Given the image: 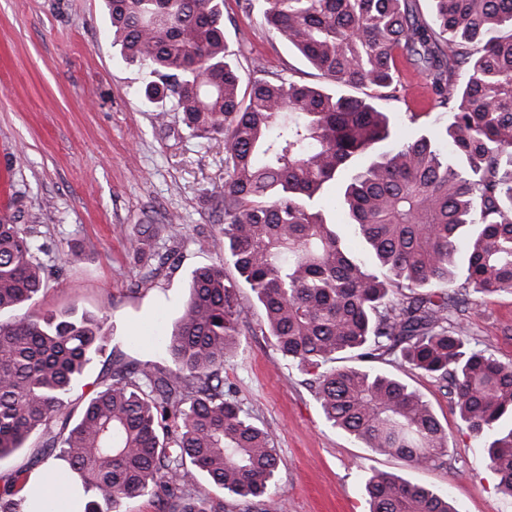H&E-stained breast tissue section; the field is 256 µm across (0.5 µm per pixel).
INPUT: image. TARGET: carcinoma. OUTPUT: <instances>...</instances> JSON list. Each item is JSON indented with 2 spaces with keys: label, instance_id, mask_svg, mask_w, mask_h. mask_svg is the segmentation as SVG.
I'll use <instances>...</instances> for the list:
<instances>
[{
  "label": "carcinoma",
  "instance_id": "carcinoma-1",
  "mask_svg": "<svg viewBox=\"0 0 512 512\" xmlns=\"http://www.w3.org/2000/svg\"><path fill=\"white\" fill-rule=\"evenodd\" d=\"M262 2L267 25L331 83L397 100L400 58L423 75L452 121L375 153L390 118L363 98L282 77L242 86L239 52L224 33V0H106L112 42L145 65L149 100L167 99L198 138L224 136V215L230 262L264 312L281 357L308 375L325 420L354 442L419 467L446 456L448 434L429 403L372 368L336 369L399 354L434 379L473 435L490 439L488 465L512 496V363L471 342L479 298L512 295V0H432V21L412 0ZM339 195L371 260L350 250L317 210L319 194L357 158ZM465 251V281L454 286ZM41 246L31 228L0 218V311L37 299ZM246 317L224 264L196 269L165 338L174 368L121 361L77 417L75 382L103 348L100 320L0 321V461L41 439L36 462L64 461L82 512H123L149 497L158 512H220L192 486L262 501L278 469L270 434L224 398V364ZM0 512H54L0 477ZM370 512H459L448 496L371 471Z\"/></svg>",
  "mask_w": 512,
  "mask_h": 512
}]
</instances>
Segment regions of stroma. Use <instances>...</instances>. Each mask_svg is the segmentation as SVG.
<instances>
[{"instance_id":"35a3bbf8","label":"stroma","mask_w":512,"mask_h":512,"mask_svg":"<svg viewBox=\"0 0 512 512\" xmlns=\"http://www.w3.org/2000/svg\"><path fill=\"white\" fill-rule=\"evenodd\" d=\"M108 29L104 0H0V210L35 229L47 281L35 303L6 318L71 311L102 319L107 344L77 388L86 397L113 360L171 368L161 338L181 315L193 271L228 258L210 202L224 189L223 137H190L174 112L158 120L161 104L143 95L146 69L125 58ZM224 32L229 45L242 47L243 81L281 76L325 85L260 11L224 0ZM398 67L400 100L375 103L391 117L389 149L451 121L423 76L406 62ZM139 224L154 225L155 236L138 262L130 240ZM174 228L179 237H171ZM73 250L79 261L65 262ZM161 253L171 254L170 264L158 266ZM134 283L139 291H131ZM239 298L247 326L224 385L274 441V490L286 512H368L363 477L372 470L446 493L462 512H512V496L498 490L488 466L487 440L467 430L434 380L391 356L378 364L421 393L448 433L445 465L412 468L326 423L304 373L261 333L262 311L248 285ZM469 331L512 362V295L484 298Z\"/></svg>"}]
</instances>
